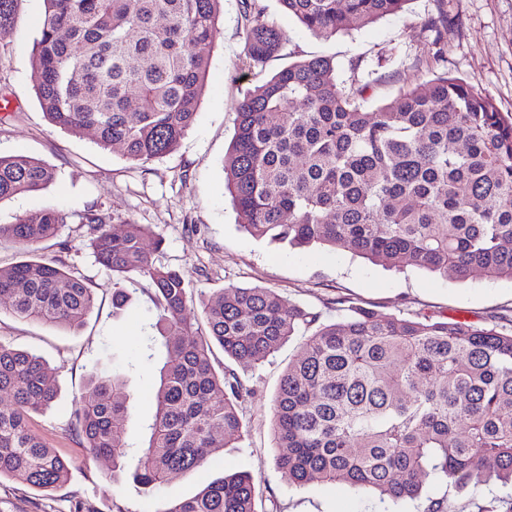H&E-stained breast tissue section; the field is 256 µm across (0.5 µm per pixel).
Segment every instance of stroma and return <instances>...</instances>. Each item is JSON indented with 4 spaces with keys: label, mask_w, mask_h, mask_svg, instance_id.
<instances>
[{
    "label": "stroma",
    "mask_w": 512,
    "mask_h": 512,
    "mask_svg": "<svg viewBox=\"0 0 512 512\" xmlns=\"http://www.w3.org/2000/svg\"><path fill=\"white\" fill-rule=\"evenodd\" d=\"M259 3L287 36L282 51L254 62L247 52L242 0H222L206 49L210 66L195 122L174 153L143 166L128 161L121 148H100L92 134L63 132L45 117L31 77L44 0H19L15 27L0 29V100L10 102L0 111V154L23 153L56 171L43 190L0 201V224L46 207L68 213L57 236L38 245L34 255L65 266L95 298L75 328L17 319L8 312V299H0V342L42 357L54 370L55 401L31 416L30 427L69 463L66 483L44 493L1 477L0 512H164L169 500L192 496L236 471L252 474L259 496L275 501L278 512H423L419 500L383 504L345 486L289 485L270 445V407L284 370L301 350L300 335L265 362L238 366L253 395L240 407L245 429L237 446L202 469L173 475L161 490H144L128 476L113 479L111 460L93 457L75 431V401L91 374L119 372L130 391L129 458L137 460L148 444L152 388L166 357L162 341L147 340L155 316L148 293L133 290L129 303L113 306L112 273L90 248L96 232L78 219L87 210L105 216L107 229L116 233L128 224L148 225L162 240L152 254L155 263L182 271L196 303L228 286H259L319 312L325 321L340 319L336 300L348 297L380 315H441L490 326L512 322L507 279L461 281L417 269L398 272L348 253L251 236L238 223L223 169L247 90L314 56L334 59L343 86L355 79L371 83L372 106L422 82L434 67L479 87L503 115L512 116V0H408L397 14L327 39L312 36L283 12L279 0ZM443 9L450 21L442 31L445 59L437 64L426 23Z\"/></svg>",
    "instance_id": "1"
}]
</instances>
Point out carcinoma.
Segmentation results:
<instances>
[{"label":"carcinoma","instance_id":"cac0c4a2","mask_svg":"<svg viewBox=\"0 0 512 512\" xmlns=\"http://www.w3.org/2000/svg\"><path fill=\"white\" fill-rule=\"evenodd\" d=\"M221 0H45L32 56L40 106L56 127L94 133L146 165L178 148L193 125L208 70L205 48ZM407 0H279L312 35L330 38L402 11ZM246 4L250 56L265 62L286 42L264 9ZM18 0H0V28ZM445 11L428 21L442 55ZM370 84L339 87L328 57L293 62L249 89L224 158L225 188L252 236L319 245L395 268L512 280V117L469 82L436 73L374 109ZM55 179L39 159L0 155V201ZM68 215L54 208L0 224L31 252ZM90 247L112 271L113 301L140 278L153 293L154 334L166 359L155 390L148 447L131 472L147 489L205 465L243 436L244 378L211 362L212 342L239 364H258L298 331V358L272 404L271 445L288 483L348 486L381 502L421 497L423 512H455L454 496L492 479L512 486V330L429 316L378 315L343 299L348 314L324 322L271 288L228 286L201 302L207 331L188 317L189 284L153 264L149 227L116 234L102 215ZM10 314L48 327L81 325L94 304L80 279L28 259L0 267ZM0 477L44 492L67 463L29 428L56 398L49 365L0 343ZM129 393L122 376L93 374L73 417L85 447L127 472ZM164 512H259L254 478L231 473Z\"/></svg>","mask_w":512,"mask_h":512}]
</instances>
